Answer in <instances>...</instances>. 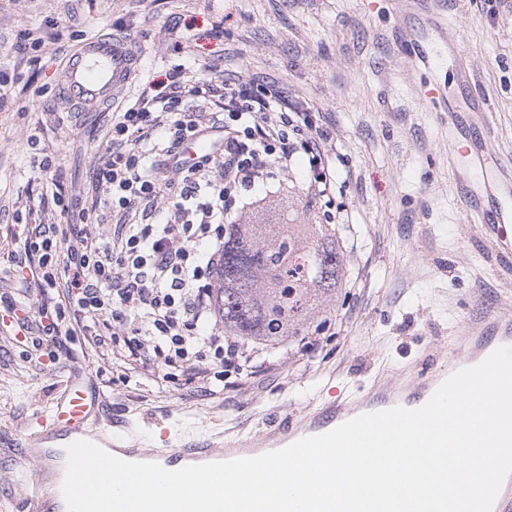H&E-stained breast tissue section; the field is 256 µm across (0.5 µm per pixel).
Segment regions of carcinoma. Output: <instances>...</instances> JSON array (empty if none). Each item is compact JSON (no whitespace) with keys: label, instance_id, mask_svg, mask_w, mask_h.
Wrapping results in <instances>:
<instances>
[{"label":"carcinoma","instance_id":"1","mask_svg":"<svg viewBox=\"0 0 512 512\" xmlns=\"http://www.w3.org/2000/svg\"><path fill=\"white\" fill-rule=\"evenodd\" d=\"M345 280L336 225L246 222L224 237L216 283L224 335L251 344L293 343Z\"/></svg>","mask_w":512,"mask_h":512}]
</instances>
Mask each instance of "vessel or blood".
I'll list each match as a JSON object with an SVG mask.
<instances>
[{
    "label": "vessel or blood",
    "mask_w": 512,
    "mask_h": 512,
    "mask_svg": "<svg viewBox=\"0 0 512 512\" xmlns=\"http://www.w3.org/2000/svg\"><path fill=\"white\" fill-rule=\"evenodd\" d=\"M136 72V58L127 41L116 37H95L85 42L69 60L63 74L67 97L81 105H97L116 97ZM498 193L504 203L487 211L481 199H472L467 217L477 224L512 221V170H500ZM501 346H512V316L497 313L474 320L467 328L462 345L453 358V370L476 365ZM446 373L421 376L409 381H394L384 390L350 404L331 402L297 419L284 421L264 436L224 442L215 448L178 444L151 449L138 422L124 421L113 428L104 411L100 393L88 392L68 384L61 396L35 422L25 438L23 453L39 466V479L30 491V512H66L62 493L47 495L46 479L62 483L66 448L85 439L121 459L131 462H155L169 470L192 464L256 457L284 448L302 438L327 433L344 422L371 412L395 406L418 408L424 405L446 380Z\"/></svg>",
    "instance_id": "1"
}]
</instances>
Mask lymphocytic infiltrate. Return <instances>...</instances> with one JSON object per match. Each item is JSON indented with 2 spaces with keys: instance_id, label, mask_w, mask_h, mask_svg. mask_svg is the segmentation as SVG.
I'll return each mask as SVG.
<instances>
[{
  "instance_id": "f902f5d3",
  "label": "lymphocytic infiltrate",
  "mask_w": 512,
  "mask_h": 512,
  "mask_svg": "<svg viewBox=\"0 0 512 512\" xmlns=\"http://www.w3.org/2000/svg\"><path fill=\"white\" fill-rule=\"evenodd\" d=\"M195 141L202 150L186 156ZM336 159L309 102L275 87L182 72L143 88L112 115L93 169L95 223L75 242L64 225H30L9 272L41 301L7 311L23 329L37 312L34 349L80 331L111 346L125 382L160 388L179 375L223 394L225 375L248 380L273 362L224 333L213 288L224 236L301 162L307 195L333 200Z\"/></svg>"
}]
</instances>
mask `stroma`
<instances>
[{"label":"stroma","instance_id":"obj_1","mask_svg":"<svg viewBox=\"0 0 512 512\" xmlns=\"http://www.w3.org/2000/svg\"><path fill=\"white\" fill-rule=\"evenodd\" d=\"M44 33L33 48L25 30ZM121 33L142 49L129 85L187 69L217 80L251 78L309 99L314 121L343 163L340 229L349 275L308 328L307 355L277 347L272 371L251 386L209 397L174 380L164 390L123 383L111 355L71 336L31 360L30 339L0 311V512H28L38 466L20 452L25 425L73 377L91 380L113 417L164 426L174 441L225 433L248 439L268 419L296 417L347 395L365 396L401 373L448 368L470 319L512 307V278L483 228L468 223V193L449 146L454 127L493 117L490 167L512 168V0H0V70L16 89L0 99V271L25 224L70 225L78 209L41 205L46 181L84 198L95 154L119 104L73 108L60 97L67 56L94 35ZM438 53L426 68L414 47ZM472 76L463 79L459 66ZM39 137L50 171L33 169ZM268 196L248 219L313 221L294 190Z\"/></svg>","mask_w":512,"mask_h":512}]
</instances>
